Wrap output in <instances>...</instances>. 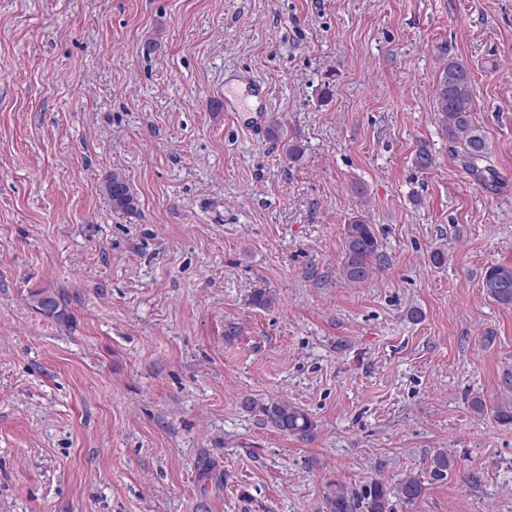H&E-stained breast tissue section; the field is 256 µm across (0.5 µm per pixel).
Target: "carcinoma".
Segmentation results:
<instances>
[{
    "label": "carcinoma",
    "mask_w": 512,
    "mask_h": 512,
    "mask_svg": "<svg viewBox=\"0 0 512 512\" xmlns=\"http://www.w3.org/2000/svg\"><path fill=\"white\" fill-rule=\"evenodd\" d=\"M434 111L454 143L460 145L465 168L474 179L486 185L495 179L490 162L491 151L484 131L475 124L473 112L475 101L471 72L456 59L448 60L437 79L434 92ZM103 190L117 211L133 213L138 208V198L131 190L125 175L112 172L106 179ZM379 244L371 225L354 219L345 227L341 275L350 284H365L376 273L375 261ZM484 294L497 303L512 306V267L495 265L490 267L482 281ZM30 305L44 317L58 324L69 323L71 315L64 296L48 289H36L29 293ZM243 406L263 417L264 424L284 433L303 434L311 430L312 421L300 408L286 400L259 401L245 398ZM456 462L446 451H437L429 461L430 477L441 481L455 467ZM425 490L422 480L414 475L405 477L395 488L376 481L367 488L361 498H354L338 488L327 498L328 512H395L394 500L411 503L419 499Z\"/></svg>",
    "instance_id": "1"
}]
</instances>
